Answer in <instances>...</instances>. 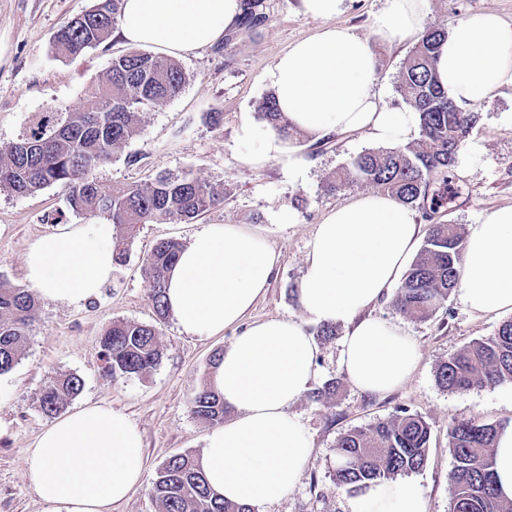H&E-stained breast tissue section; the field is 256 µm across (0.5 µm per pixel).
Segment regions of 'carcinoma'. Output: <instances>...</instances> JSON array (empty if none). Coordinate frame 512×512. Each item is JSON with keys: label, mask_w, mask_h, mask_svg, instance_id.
I'll list each match as a JSON object with an SVG mask.
<instances>
[{"label": "carcinoma", "mask_w": 512, "mask_h": 512, "mask_svg": "<svg viewBox=\"0 0 512 512\" xmlns=\"http://www.w3.org/2000/svg\"><path fill=\"white\" fill-rule=\"evenodd\" d=\"M122 0H95L83 14L62 26L54 37L56 53L77 59L104 43L118 22ZM266 19L261 0H243L241 22L253 27ZM444 29H428L410 51L399 75L398 91L418 118L419 139L403 147L368 149L350 166L336 171L327 183L331 193L364 182L422 212L425 219L448 204L445 188H432L433 177L454 165L477 120L455 104L434 71ZM185 74L180 64L132 49L112 59L105 81L91 91L92 102L82 112L50 109L20 139L0 145V190L18 196L54 184L67 191L69 207L83 214H104L132 236L148 222L188 223L224 202V188L199 180L189 172L160 174L145 186L123 185L104 191L95 171L113 151L135 137L141 114L174 98ZM257 114L282 139L295 129L280 111L275 94L261 99ZM463 234L456 224H432L419 253L398 288L394 305L404 315L425 321L457 288V265L463 254ZM182 246L161 240L145 265L149 294L158 320L169 314L165 302V274ZM38 300L29 289L0 278V374L20 360L26 333ZM106 372L143 374L161 358L154 325L117 320L101 337ZM438 384L451 392L512 383V319L496 333L475 340L448 357L438 368ZM82 380L63 374L42 390L39 407L47 415L59 413L79 394ZM193 415L209 425L224 422V400L208 384L191 401ZM498 426L475 417L452 418L448 449L454 465L449 474V512H512L494 487V438ZM430 424L406 409L386 419L343 433L336 443L333 478L340 487L358 490L373 481L392 480L420 470L427 460ZM153 495L162 512H250L215 494L197 464L186 453L170 457L157 473Z\"/></svg>", "instance_id": "carcinoma-1"}]
</instances>
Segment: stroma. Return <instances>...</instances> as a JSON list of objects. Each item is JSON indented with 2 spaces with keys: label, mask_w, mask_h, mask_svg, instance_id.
<instances>
[{
  "label": "stroma",
  "mask_w": 512,
  "mask_h": 512,
  "mask_svg": "<svg viewBox=\"0 0 512 512\" xmlns=\"http://www.w3.org/2000/svg\"><path fill=\"white\" fill-rule=\"evenodd\" d=\"M92 4L93 0H0V145L21 137L40 112L85 110L112 58L128 51V44L114 34L81 58L56 55L53 40L58 29ZM386 6L387 0H345L335 23L368 39L383 100L389 109L404 112L408 106L397 89L398 76L416 39L375 35V20ZM263 10L264 24H232L214 45L179 57L186 75L180 94L144 112L138 135L97 169V181L105 190L143 185L161 172H190L223 186L224 202L190 223L139 225L130 237L114 227L113 240L122 243L126 261L101 295L79 306L41 301L18 363L0 375V512H48L26 477L25 456L52 422L41 412L39 399L44 386L61 374L73 373L83 381L67 410L94 403L112 406L126 413L143 436V482L112 512H161L152 494L159 468L172 455L201 454L211 428L193 417L190 401L208 378L214 354L228 347L237 331L228 328L221 335L199 339L180 333L174 317L157 322L145 259L159 240L188 244L206 224H237L259 233L280 253L281 263L250 320L293 318L304 322L309 333L317 332L298 292L314 232L331 209L371 190L357 182L331 194L324 186L338 168L376 143L361 132L332 134L323 141L300 133L284 144L287 152L303 158L300 171L289 173L275 160L260 169L243 163L251 146L239 139L238 129L244 120H256V106L270 90L267 72L283 52L321 27L320 21L300 13L299 0H263ZM487 11L512 22V0H428L422 25L448 30L470 14ZM471 109L478 118L448 171L452 193L434 218L438 224H477L489 211L512 205V88L501 89ZM211 112L222 113L221 125L209 123ZM89 221V215L69 208L59 186L27 196L0 191V275L22 284L24 256L35 241L57 225ZM394 299V294H387L374 312L414 337L421 355L417 370L391 393L364 394L351 386L339 365L345 327L337 326L334 339L320 341L312 391L291 408L314 442V455L298 487L267 512H350L354 492L338 487L331 475L336 440L353 427L400 409L422 416L431 426L427 462L405 480L423 493L428 512H448L451 418L512 422L511 383L460 393L445 390L435 378L448 355L492 336L500 318L472 315L454 293L430 319L415 321L396 309ZM116 320L157 324L162 357L151 371L105 375L100 338ZM328 382L335 383L334 394L315 400L314 391Z\"/></svg>",
  "instance_id": "35a3bbf8"
}]
</instances>
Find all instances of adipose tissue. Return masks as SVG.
I'll use <instances>...</instances> for the list:
<instances>
[{
    "instance_id": "ef3b65f1",
    "label": "adipose tissue",
    "mask_w": 512,
    "mask_h": 512,
    "mask_svg": "<svg viewBox=\"0 0 512 512\" xmlns=\"http://www.w3.org/2000/svg\"><path fill=\"white\" fill-rule=\"evenodd\" d=\"M426 3L388 0L376 34H416ZM344 7L345 0H300L302 13L323 26L280 55L266 78L300 131L364 132L380 143L404 145L416 131L415 115L383 105L367 40L333 23ZM239 13L240 0H122L119 34L134 46L186 55L218 42ZM436 71L462 106L512 86V23L494 12L459 20ZM239 137L259 145L245 158L252 168L281 158L289 171L303 166L286 155L271 129L246 121ZM422 235L412 208L380 192L332 209L314 234L300 302L314 322L345 326L340 364L360 392H392L418 366L415 340L372 309L398 284ZM114 254L111 224L59 225L27 252L24 285L49 301L89 302L111 281ZM279 263V254L258 234L235 224H207L167 275L166 298L182 333L208 338L230 327L240 330L210 373L234 416L209 433L199 463L214 492L251 512H265L296 488L314 453L311 437L289 409L316 376L315 338L291 318L245 321ZM458 285L470 313H512V206L469 225ZM25 470L50 512H110L142 482V434L124 412L89 404L42 430ZM427 510L419 489L391 481L369 484L350 504V512Z\"/></svg>"
}]
</instances>
